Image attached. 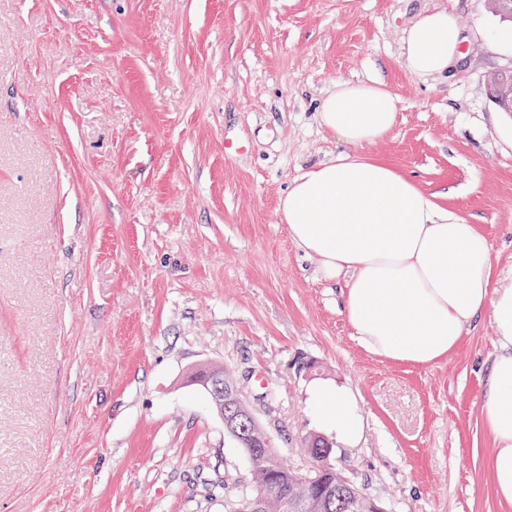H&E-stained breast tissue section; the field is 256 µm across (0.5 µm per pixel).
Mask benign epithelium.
<instances>
[{
    "label": "benign epithelium",
    "mask_w": 512,
    "mask_h": 512,
    "mask_svg": "<svg viewBox=\"0 0 512 512\" xmlns=\"http://www.w3.org/2000/svg\"><path fill=\"white\" fill-rule=\"evenodd\" d=\"M488 90L495 101L512 100V66L498 71L489 81ZM209 394V399L224 423L227 434L240 448H252L271 454L276 451L270 431L256 418L242 397L235 382L224 374V368L213 365L202 377L196 378ZM309 466L298 474L299 481L307 492L299 494L292 502L293 512H329L336 491L324 494L311 489L315 482L312 474L331 467L333 452L331 442L324 436L313 434L307 444Z\"/></svg>",
    "instance_id": "7a95c632"
}]
</instances>
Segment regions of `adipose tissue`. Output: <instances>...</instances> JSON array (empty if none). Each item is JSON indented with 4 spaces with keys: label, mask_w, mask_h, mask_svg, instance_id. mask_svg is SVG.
<instances>
[{
    "label": "adipose tissue",
    "mask_w": 512,
    "mask_h": 512,
    "mask_svg": "<svg viewBox=\"0 0 512 512\" xmlns=\"http://www.w3.org/2000/svg\"><path fill=\"white\" fill-rule=\"evenodd\" d=\"M464 40L452 11L425 13L406 31V66L423 77L448 75ZM397 110L382 81L340 83L317 118L360 146L389 133ZM279 209L294 244L316 259L319 276L342 283L346 318L370 354L434 365L457 348L477 316L489 314L496 353L480 412L495 444L493 492L512 507V279L497 277L487 236L404 172L344 153L297 177ZM308 405L323 434L345 446L361 441L366 421L350 388L315 383Z\"/></svg>",
    "instance_id": "ef3b65f1"
}]
</instances>
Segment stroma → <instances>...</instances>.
<instances>
[{
  "label": "stroma",
  "mask_w": 512,
  "mask_h": 512,
  "mask_svg": "<svg viewBox=\"0 0 512 512\" xmlns=\"http://www.w3.org/2000/svg\"><path fill=\"white\" fill-rule=\"evenodd\" d=\"M436 8L464 59L423 78L402 38ZM511 37L489 0H0V512H225L253 480L189 381L213 364L293 469L306 390L331 380L367 423L334 460L390 512H505L479 409L489 317L430 367L371 355L278 207L337 154L381 160L512 277V124L487 88ZM371 79L393 129L324 131L327 94ZM228 135L248 154L226 158Z\"/></svg>",
  "instance_id": "1"
}]
</instances>
